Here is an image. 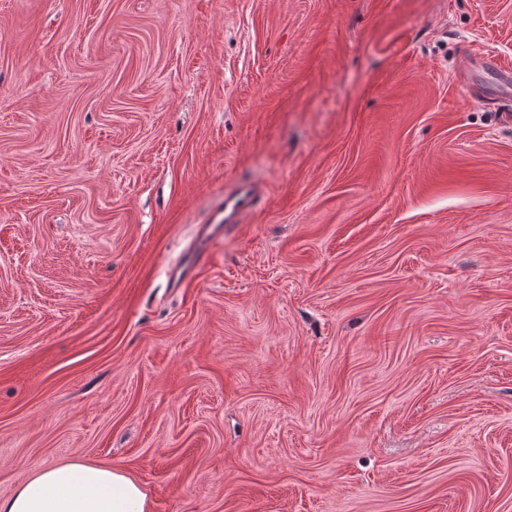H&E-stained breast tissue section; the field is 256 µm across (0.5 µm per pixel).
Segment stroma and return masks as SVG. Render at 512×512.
I'll return each instance as SVG.
<instances>
[{
	"mask_svg": "<svg viewBox=\"0 0 512 512\" xmlns=\"http://www.w3.org/2000/svg\"><path fill=\"white\" fill-rule=\"evenodd\" d=\"M467 45L512 69V0H0V498L81 459L149 512H512ZM256 196L252 192L243 191L233 197L224 198V218L214 221L216 225L238 224L254 204ZM229 211L227 212V210ZM227 212V213H226Z\"/></svg>",
	"mask_w": 512,
	"mask_h": 512,
	"instance_id": "1",
	"label": "stroma"
}]
</instances>
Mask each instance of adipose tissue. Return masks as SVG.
<instances>
[{
  "mask_svg": "<svg viewBox=\"0 0 512 512\" xmlns=\"http://www.w3.org/2000/svg\"><path fill=\"white\" fill-rule=\"evenodd\" d=\"M0 512H149L140 485L122 471L75 459L38 469Z\"/></svg>",
  "mask_w": 512,
  "mask_h": 512,
  "instance_id": "obj_1",
  "label": "adipose tissue"
}]
</instances>
